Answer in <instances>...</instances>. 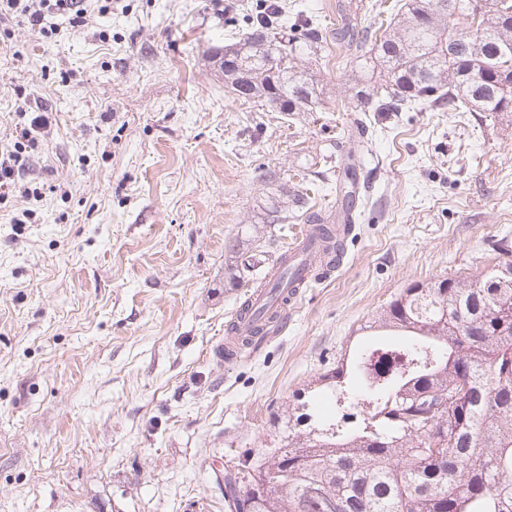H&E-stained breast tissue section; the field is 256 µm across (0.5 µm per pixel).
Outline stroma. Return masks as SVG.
I'll return each mask as SVG.
<instances>
[{
  "label": "stroma",
  "instance_id": "1",
  "mask_svg": "<svg viewBox=\"0 0 512 512\" xmlns=\"http://www.w3.org/2000/svg\"><path fill=\"white\" fill-rule=\"evenodd\" d=\"M338 2L116 0L56 39L0 30V143L51 122L23 154L32 196L0 192V512H224L226 455L341 416L320 377L359 355L368 321L512 243V116L356 111L344 46L315 66L318 111L229 96L210 54L252 14L277 3L330 31ZM360 124L343 265L225 364L231 314L306 224L272 210L298 190L336 209Z\"/></svg>",
  "mask_w": 512,
  "mask_h": 512
}]
</instances>
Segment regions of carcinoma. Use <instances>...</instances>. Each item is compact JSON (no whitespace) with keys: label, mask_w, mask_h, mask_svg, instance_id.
<instances>
[{"label":"carcinoma","mask_w":512,"mask_h":512,"mask_svg":"<svg viewBox=\"0 0 512 512\" xmlns=\"http://www.w3.org/2000/svg\"><path fill=\"white\" fill-rule=\"evenodd\" d=\"M336 39L355 47V107L408 112H512V0H404ZM325 34L281 13L252 20L227 46L233 98L312 112L323 89L297 66ZM500 261L471 280L416 284L378 317L357 358L322 376L337 403L361 408L282 448L224 462V512H512V288Z\"/></svg>","instance_id":"carcinoma-1"}]
</instances>
